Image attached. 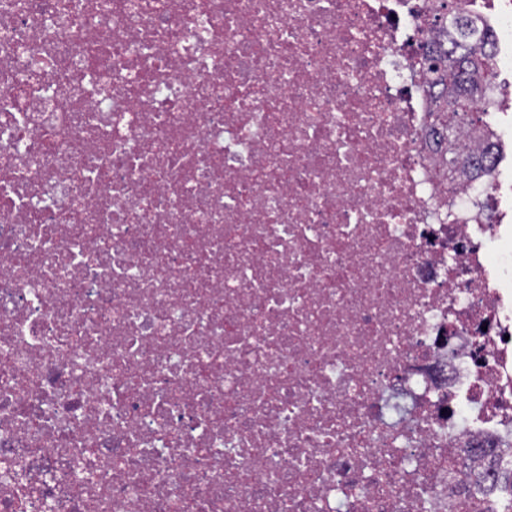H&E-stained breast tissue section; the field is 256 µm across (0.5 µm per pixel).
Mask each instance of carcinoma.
Returning a JSON list of instances; mask_svg holds the SVG:
<instances>
[{"label": "carcinoma", "mask_w": 512, "mask_h": 512, "mask_svg": "<svg viewBox=\"0 0 512 512\" xmlns=\"http://www.w3.org/2000/svg\"><path fill=\"white\" fill-rule=\"evenodd\" d=\"M433 25L446 32L447 41L435 42L423 53V65L428 83L435 89L432 104L430 139L436 146L444 142L442 130L450 127H481L485 112L475 102L493 90L494 73L489 62L496 41L488 28L461 13L458 0H439ZM493 157L483 154L471 164L462 154L445 159L452 171L465 165L479 175Z\"/></svg>", "instance_id": "1"}]
</instances>
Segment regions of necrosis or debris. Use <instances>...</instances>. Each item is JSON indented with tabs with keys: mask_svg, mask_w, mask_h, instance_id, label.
Segmentation results:
<instances>
[{
	"mask_svg": "<svg viewBox=\"0 0 512 512\" xmlns=\"http://www.w3.org/2000/svg\"><path fill=\"white\" fill-rule=\"evenodd\" d=\"M437 2L0 0V512H491L512 222L426 142Z\"/></svg>",
	"mask_w": 512,
	"mask_h": 512,
	"instance_id": "4bbe7bcc",
	"label": "necrosis or debris"
}]
</instances>
